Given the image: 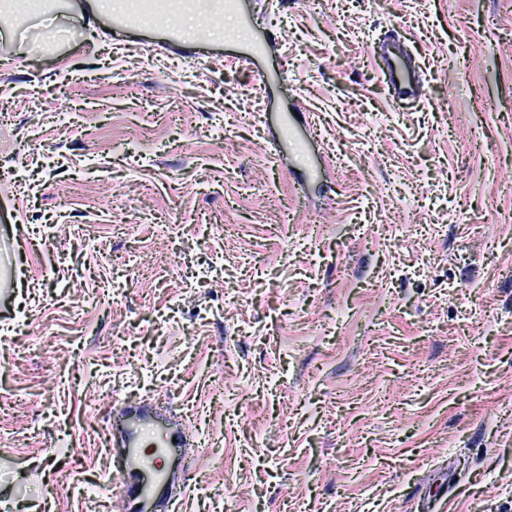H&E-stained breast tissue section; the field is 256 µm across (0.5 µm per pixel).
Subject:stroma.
I'll return each instance as SVG.
<instances>
[{"instance_id":"35a3bbf8","label":"stroma","mask_w":512,"mask_h":512,"mask_svg":"<svg viewBox=\"0 0 512 512\" xmlns=\"http://www.w3.org/2000/svg\"><path fill=\"white\" fill-rule=\"evenodd\" d=\"M250 2L249 63L233 15L173 38L166 0L0 38V512H119L135 394L221 446L180 512H512V0ZM281 113L308 163L274 159ZM113 1L104 0L102 2L108 5L110 9H112V16L116 23L124 26L137 24L139 15L142 11L148 8L151 3L148 0H138L135 2L123 1L114 3ZM392 40L394 46L380 55L381 74L386 85L399 100H416L421 97V67L417 60L399 40L383 39L379 45L385 49L386 41Z\"/></svg>"}]
</instances>
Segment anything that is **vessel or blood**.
Masks as SVG:
<instances>
[{"instance_id": "b4317fda", "label": "vessel or blood", "mask_w": 512, "mask_h": 512, "mask_svg": "<svg viewBox=\"0 0 512 512\" xmlns=\"http://www.w3.org/2000/svg\"><path fill=\"white\" fill-rule=\"evenodd\" d=\"M149 0H114L116 23L137 24ZM380 71L394 97L416 100L421 96V67L406 47L394 45L380 57ZM112 470L120 475L122 512H177L179 497L167 494L172 480L167 462L178 458L189 469L193 455L182 425L153 408L143 397L125 402L112 422Z\"/></svg>"}]
</instances>
